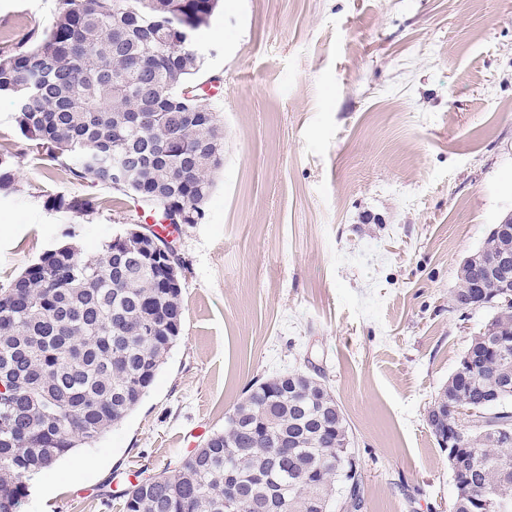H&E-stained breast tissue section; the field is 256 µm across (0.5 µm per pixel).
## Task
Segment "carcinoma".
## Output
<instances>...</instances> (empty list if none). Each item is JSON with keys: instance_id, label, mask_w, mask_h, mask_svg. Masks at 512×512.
Masks as SVG:
<instances>
[{"instance_id": "obj_1", "label": "carcinoma", "mask_w": 512, "mask_h": 512, "mask_svg": "<svg viewBox=\"0 0 512 512\" xmlns=\"http://www.w3.org/2000/svg\"><path fill=\"white\" fill-rule=\"evenodd\" d=\"M51 27L0 57V94L12 98L22 134L42 161L183 214L205 218L211 173L224 163V126L181 96L202 67L197 34L218 0H57ZM18 156L0 153V188L14 185ZM53 209L95 212L91 198L57 195ZM129 231L85 255L70 243L43 253L0 288V512H20L24 478L98 440L140 403L182 327L181 287ZM453 308L500 291L498 274L471 263ZM438 393L446 426L463 441L448 451L457 512L473 500L512 503V447L486 421L512 422V304L475 336ZM347 420L320 375L288 372L253 384L224 429L172 474L130 486L123 512H329L344 485L360 508Z\"/></svg>"}]
</instances>
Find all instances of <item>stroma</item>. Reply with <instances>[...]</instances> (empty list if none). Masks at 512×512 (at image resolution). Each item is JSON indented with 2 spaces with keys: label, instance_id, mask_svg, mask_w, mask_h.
I'll return each instance as SVG.
<instances>
[{
  "label": "stroma",
  "instance_id": "stroma-1",
  "mask_svg": "<svg viewBox=\"0 0 512 512\" xmlns=\"http://www.w3.org/2000/svg\"><path fill=\"white\" fill-rule=\"evenodd\" d=\"M56 0H0V56ZM196 80L224 125L186 262L181 335L139 405L30 487L23 512H122L129 477L178 468L249 387L326 375L361 467V512H448L425 413L492 311L454 310L463 259L512 214V0H220ZM0 288L66 233L87 252L137 224L123 192L40 164L0 95ZM96 199L81 216L54 194Z\"/></svg>",
  "mask_w": 512,
  "mask_h": 512
}]
</instances>
